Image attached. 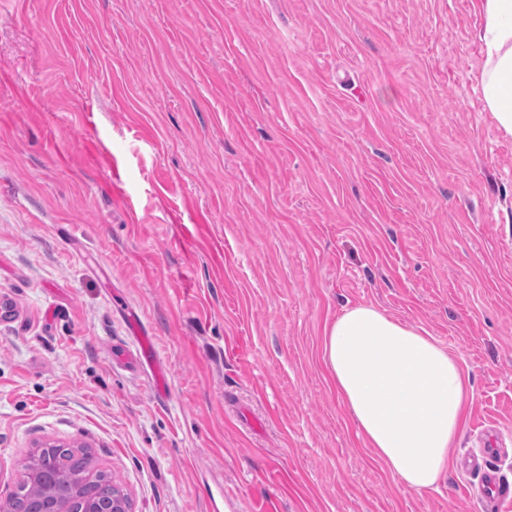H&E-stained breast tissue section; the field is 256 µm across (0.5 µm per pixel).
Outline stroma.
<instances>
[{
    "mask_svg": "<svg viewBox=\"0 0 512 512\" xmlns=\"http://www.w3.org/2000/svg\"><path fill=\"white\" fill-rule=\"evenodd\" d=\"M481 0H0V501L81 446L131 512H485L398 488L321 362L460 358L512 482V135ZM150 337L145 360L138 336Z\"/></svg>",
    "mask_w": 512,
    "mask_h": 512,
    "instance_id": "1",
    "label": "stroma"
}]
</instances>
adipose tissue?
<instances>
[{"mask_svg": "<svg viewBox=\"0 0 512 512\" xmlns=\"http://www.w3.org/2000/svg\"><path fill=\"white\" fill-rule=\"evenodd\" d=\"M481 89L497 125L512 134V0H483ZM322 362L356 433L401 488L435 489L474 397L458 357L423 329L371 305L324 329Z\"/></svg>", "mask_w": 512, "mask_h": 512, "instance_id": "1", "label": "adipose tissue"}]
</instances>
